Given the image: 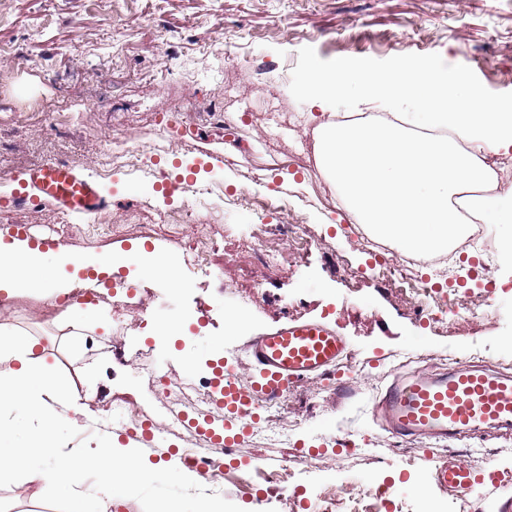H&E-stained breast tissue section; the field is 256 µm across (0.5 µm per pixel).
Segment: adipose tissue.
<instances>
[{"label": "adipose tissue", "mask_w": 512, "mask_h": 512, "mask_svg": "<svg viewBox=\"0 0 512 512\" xmlns=\"http://www.w3.org/2000/svg\"><path fill=\"white\" fill-rule=\"evenodd\" d=\"M300 89L317 108L351 94L356 107L383 109L362 121L325 115L313 129L317 167L351 222L373 237L435 258L467 236L470 224H512V179L488 160L512 154V99L489 98L460 73L430 62H402L354 80L345 66H316ZM74 261L0 243V288L58 296ZM84 413L37 340L0 334V482L38 484L40 493L62 500L64 512H109L113 501L158 475L140 449L110 435L92 448H63L55 429L77 426ZM19 427L28 447L12 443Z\"/></svg>", "instance_id": "adipose-tissue-1"}]
</instances>
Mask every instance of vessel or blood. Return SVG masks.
I'll list each match as a JSON object with an SVG mask.
<instances>
[{"label":"vessel or blood","mask_w":512,"mask_h":512,"mask_svg":"<svg viewBox=\"0 0 512 512\" xmlns=\"http://www.w3.org/2000/svg\"><path fill=\"white\" fill-rule=\"evenodd\" d=\"M36 200L76 218L112 204L95 177L57 161L28 169L21 191L9 203L23 207ZM350 353L347 339L320 320H287L250 337L241 356L224 361L225 380L217 400L221 418L211 424V431H223L225 447H234L263 410L287 399L300 382L332 373ZM242 363L250 374L240 381L234 373ZM373 413L393 437L475 439L491 425L511 430L512 376L461 363L442 376L417 372L388 385L376 398ZM429 483L457 498L491 484L499 492L492 512H512L511 473L483 474L451 454L433 462Z\"/></svg>","instance_id":"1"}]
</instances>
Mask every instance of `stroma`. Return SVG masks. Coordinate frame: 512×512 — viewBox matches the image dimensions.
<instances>
[{
    "label": "stroma",
    "mask_w": 512,
    "mask_h": 512,
    "mask_svg": "<svg viewBox=\"0 0 512 512\" xmlns=\"http://www.w3.org/2000/svg\"><path fill=\"white\" fill-rule=\"evenodd\" d=\"M402 61L436 63L463 74L488 97L512 98V0H0V197L26 169L67 162L99 178L111 208L87 219L49 204L0 207V239L14 226L48 239L54 252L86 260L114 257L139 306L117 331L70 343L65 320H43L44 300L15 297L0 325L38 338L69 379L87 414L58 427L67 446L95 445L113 422L162 428L151 462L209 446L218 470L205 494L226 512H372L370 488L401 482L391 512H475L492 489L463 500L431 489L430 458L459 454L475 469L512 472V436L480 442L389 436L372 421L374 398L394 375L445 372L453 360L485 361L512 373V282L485 288L468 267H411L431 281H460L446 318L420 317L419 300L382 279L377 252L356 241L316 167L311 112L299 84L310 65L386 71ZM84 112L74 111L78 102ZM157 143L133 166L113 151ZM285 199L282 213L263 199ZM300 223L313 246L277 239L272 224ZM147 242L173 261L178 286L145 275L127 255ZM202 265L184 262L199 242ZM239 324H231V317ZM288 318L330 322L351 345L338 380L301 383L271 406L252 436L232 448L196 430L168 428V402L196 415L215 363L228 348ZM185 322L190 343L160 327ZM175 388L164 396L152 379ZM133 398L129 418L114 397ZM33 488L0 484V512H61ZM193 512L196 491L171 469L145 481L111 512H151L158 501Z\"/></svg>",
    "instance_id": "stroma-1"
}]
</instances>
